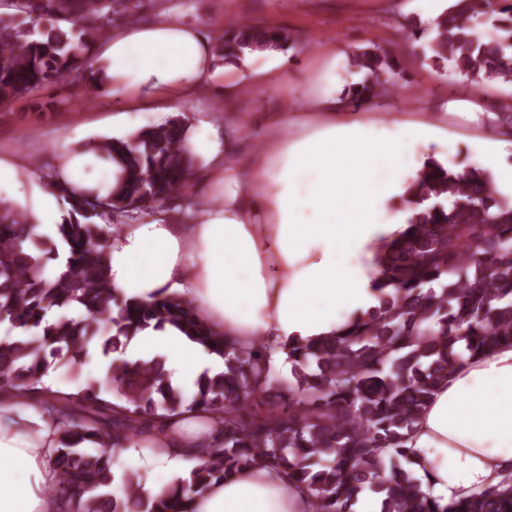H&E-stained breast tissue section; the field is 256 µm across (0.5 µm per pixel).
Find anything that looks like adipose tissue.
Masks as SVG:
<instances>
[{
  "label": "adipose tissue",
  "mask_w": 512,
  "mask_h": 512,
  "mask_svg": "<svg viewBox=\"0 0 512 512\" xmlns=\"http://www.w3.org/2000/svg\"><path fill=\"white\" fill-rule=\"evenodd\" d=\"M212 44L201 27L169 20L132 25L103 46L113 85L144 100L167 97L169 111L206 86L214 68ZM428 123L388 136L357 122H334L295 141L271 128L257 153L261 188L240 187L224 128L201 118L185 145L201 158L210 184L190 223L128 224L110 239L106 261L114 291L146 301L176 293L216 331L243 348L264 340L273 360L289 344L326 337L355 313L377 303L371 269L385 238L407 227L388 201L402 193L408 147L434 142ZM118 169L101 167L81 150L58 160L53 182L75 192L107 196ZM39 232L63 220L55 193L39 185L15 196ZM166 359L175 385L194 383L224 362L179 332L146 329L126 345L125 357ZM193 414L170 419L152 437L162 449L136 447L126 455L143 468L172 470L194 444ZM61 423L44 405L21 397L0 404V512H57L53 490ZM405 446L423 492L441 505L489 487L512 484V346L465 361L448 375L416 421ZM192 512H309L304 488L287 475L256 466L213 485Z\"/></svg>",
  "instance_id": "ef3b65f1"
}]
</instances>
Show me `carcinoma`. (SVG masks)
Returning <instances> with one entry per match:
<instances>
[{
    "instance_id": "obj_1",
    "label": "carcinoma",
    "mask_w": 512,
    "mask_h": 512,
    "mask_svg": "<svg viewBox=\"0 0 512 512\" xmlns=\"http://www.w3.org/2000/svg\"><path fill=\"white\" fill-rule=\"evenodd\" d=\"M131 0H15L19 15H0V102L79 73L86 91L112 84L108 66L88 54L108 34L113 15ZM432 23L408 17L399 30L427 38L430 60L452 64L474 91L487 80L512 84V0H448ZM49 25L42 28V19ZM293 43L285 28L241 20L225 25L217 48L239 62ZM365 72L345 95L369 103L391 91L397 62L372 45L351 52ZM188 123L175 116L128 138L93 140L87 152L119 163L109 195L75 196L54 183L68 215L50 234L30 214L0 199V403L27 397L48 404L63 429L56 450L54 494L61 512H187L186 504L249 466L281 469L305 487L311 512H355L370 495L380 512H512V486L490 488L445 507L427 497L409 469L406 436L455 365L512 345V200L485 170L463 172L430 156L407 183L414 211L401 236L375 260L378 305L351 316L322 344H295L290 374L276 372L259 341L248 351L201 322L190 303L160 294L130 302L112 291L105 250L121 230L117 218L163 208L188 195L199 164L185 145ZM68 253L63 270L43 276ZM180 331L224 360L190 388L176 386L165 360L131 363L110 354L139 331ZM100 353L110 358L105 382L88 380L53 392L42 376L55 361L71 368ZM209 414L196 436L189 478L143 491L142 475L125 470L124 496L111 491L114 465L130 446L158 451L148 429L184 412Z\"/></svg>"
}]
</instances>
